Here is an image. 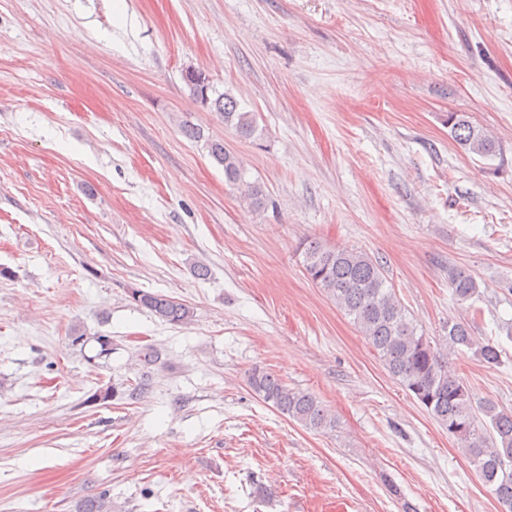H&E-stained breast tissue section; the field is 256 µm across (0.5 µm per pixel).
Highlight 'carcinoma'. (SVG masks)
Returning <instances> with one entry per match:
<instances>
[{
    "label": "carcinoma",
    "instance_id": "1",
    "mask_svg": "<svg viewBox=\"0 0 512 512\" xmlns=\"http://www.w3.org/2000/svg\"><path fill=\"white\" fill-rule=\"evenodd\" d=\"M190 94L199 102L208 99V110L224 119V125L243 138L259 132L256 114L240 108L229 91L219 92L202 70L195 76L184 74ZM448 124L456 144L465 152L491 158L496 142L474 126L462 112L448 114ZM209 156L224 170L225 181L240 190L244 201L255 208L264 206L263 189L245 180L246 171L233 153L220 141L206 143ZM302 265L308 278L336 307L351 318L388 372L425 408L443 428L448 429L482 480L507 512H512V413L493 402L474 407L464 381L448 370V356L472 353L488 364L501 362L502 349L493 342L478 340L466 321L450 322L446 348L431 345L409 317L408 311L388 284L379 261L356 248L330 246L316 238L300 244ZM453 295L466 301L479 293L471 274L448 272ZM129 298L172 325L192 321L194 308L172 297L132 288ZM250 388L278 412L315 431L336 428V419L312 393L291 388L264 369L255 368L248 378Z\"/></svg>",
    "mask_w": 512,
    "mask_h": 512
}]
</instances>
